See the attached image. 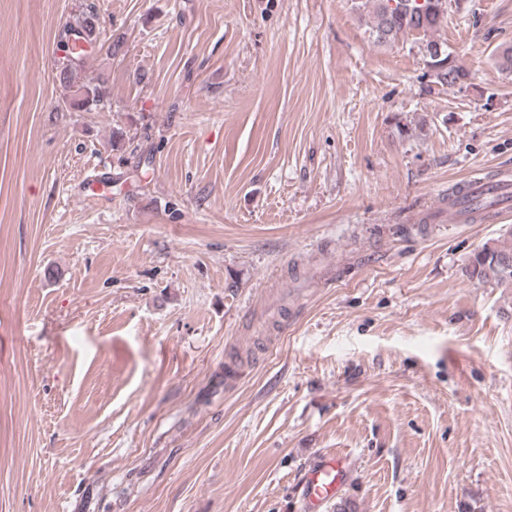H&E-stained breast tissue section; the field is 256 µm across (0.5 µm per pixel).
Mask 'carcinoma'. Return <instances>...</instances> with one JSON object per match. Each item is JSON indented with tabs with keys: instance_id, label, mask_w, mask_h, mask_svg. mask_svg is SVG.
I'll return each instance as SVG.
<instances>
[{
	"instance_id": "1",
	"label": "carcinoma",
	"mask_w": 512,
	"mask_h": 512,
	"mask_svg": "<svg viewBox=\"0 0 512 512\" xmlns=\"http://www.w3.org/2000/svg\"><path fill=\"white\" fill-rule=\"evenodd\" d=\"M405 2L401 9L389 6L390 0H352L359 10L370 16L369 37L377 44H389L401 37L420 35V50L428 66L430 77L442 86H463L469 78L468 71L451 53L448 46L433 37L448 19V0H397ZM100 37V17L92 4H81L63 25L61 47L67 52L68 64L59 72V81L68 90L63 103L74 111H87L104 102L108 89L101 82H80L77 67L86 56L81 42L91 45ZM498 200L482 197L471 188L454 187L448 193V208L459 210L467 223L483 221L488 209ZM468 275L482 284L512 285V230L501 235L474 257Z\"/></svg>"
}]
</instances>
